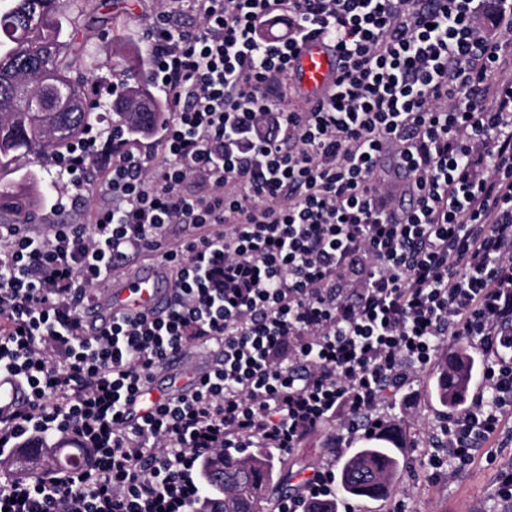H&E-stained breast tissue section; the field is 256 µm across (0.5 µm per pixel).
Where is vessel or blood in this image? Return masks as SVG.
Returning a JSON list of instances; mask_svg holds the SVG:
<instances>
[{"label":"vessel or blood","mask_w":512,"mask_h":512,"mask_svg":"<svg viewBox=\"0 0 512 512\" xmlns=\"http://www.w3.org/2000/svg\"><path fill=\"white\" fill-rule=\"evenodd\" d=\"M334 76L332 56L317 42L304 45L293 73V80L309 94L320 93ZM170 291L154 265L142 266L139 273L111 283L106 298L85 308L89 332H96L108 324L113 312L140 309L164 310ZM28 399L26 388L11 375H0V415L6 416L24 405Z\"/></svg>","instance_id":"obj_1"}]
</instances>
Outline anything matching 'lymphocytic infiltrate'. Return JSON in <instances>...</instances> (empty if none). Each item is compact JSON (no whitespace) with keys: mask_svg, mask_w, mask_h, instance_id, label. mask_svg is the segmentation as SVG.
Segmentation results:
<instances>
[{"mask_svg":"<svg viewBox=\"0 0 512 512\" xmlns=\"http://www.w3.org/2000/svg\"><path fill=\"white\" fill-rule=\"evenodd\" d=\"M192 7L194 26L172 32L166 10L151 30L161 162L113 132L110 207L39 236L0 224V374L29 390L0 450H86L80 471L1 475L0 512H194L224 449L288 454L331 422L375 437L386 395L446 343L482 385L441 421L431 466L473 464L512 418V0ZM308 40L336 60L317 100L292 79ZM140 252L174 281L167 311L86 336L84 304ZM192 348L213 356L202 378L136 413ZM335 495L329 459L279 512Z\"/></svg>","mask_w":512,"mask_h":512,"instance_id":"lymphocytic-infiltrate-1","label":"lymphocytic infiltrate"}]
</instances>
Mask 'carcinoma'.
Returning <instances> with one entry per match:
<instances>
[{"label": "carcinoma", "instance_id": "carcinoma-1", "mask_svg": "<svg viewBox=\"0 0 512 512\" xmlns=\"http://www.w3.org/2000/svg\"><path fill=\"white\" fill-rule=\"evenodd\" d=\"M85 0H0V223L9 224L35 210L43 200L38 179L26 172L34 162L62 160L79 146L98 123V114L82 103L71 112H31L15 94L18 86L32 95L45 94L43 67L75 95L87 92L91 78L80 71L75 51L77 21ZM122 92L112 105V124L134 136H153L164 119L163 105L147 85L132 80L131 71L113 72ZM471 359L459 351L446 360L434 383L438 403L454 411L465 399ZM401 444L382 435L347 457L340 471L343 494L379 498L389 493L399 467L395 449ZM224 484L205 482L207 495L218 500L220 512H257L267 491L280 488L274 481L268 454L242 457L224 451Z\"/></svg>", "mask_w": 512, "mask_h": 512}]
</instances>
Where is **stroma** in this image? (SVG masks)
<instances>
[{
    "mask_svg": "<svg viewBox=\"0 0 512 512\" xmlns=\"http://www.w3.org/2000/svg\"><path fill=\"white\" fill-rule=\"evenodd\" d=\"M161 6L158 0H90L80 18L78 39L84 44L82 68L95 82L91 99H111L112 68L120 62V45L149 43V32ZM35 174L56 183V190L43 199L31 231H46L48 221L70 222L72 188L57 166L33 163ZM434 369H427L418 382L390 399L387 411L395 422L391 428L404 446L391 494L381 499L349 498L337 495L339 506H352L353 512H498L494 497L499 464L512 458V436L502 435L497 448H482L475 462L447 476L430 465L434 454L432 436L446 415L433 396ZM329 445L325 433L309 437L303 447L288 455H275L274 470L288 477L291 489H299L324 460Z\"/></svg>",
    "mask_w": 512,
    "mask_h": 512,
    "instance_id": "1",
    "label": "stroma"
}]
</instances>
